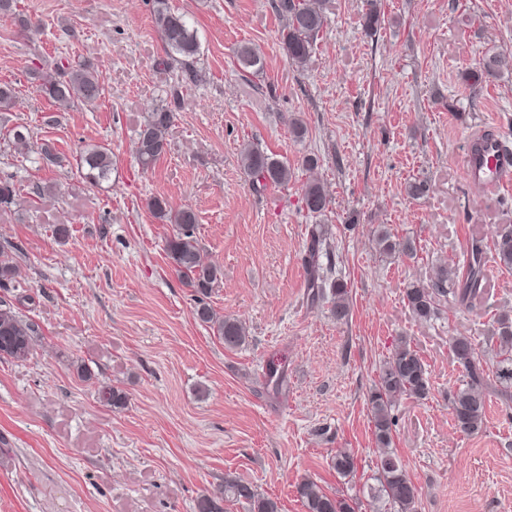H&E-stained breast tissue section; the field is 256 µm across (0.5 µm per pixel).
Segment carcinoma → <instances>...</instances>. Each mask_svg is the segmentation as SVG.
<instances>
[{"label": "carcinoma", "instance_id": "1", "mask_svg": "<svg viewBox=\"0 0 512 512\" xmlns=\"http://www.w3.org/2000/svg\"><path fill=\"white\" fill-rule=\"evenodd\" d=\"M276 9L284 20L281 31V47L288 63L302 70L311 59L316 41L327 22V0H278ZM153 22L164 44L166 58L158 65L169 68L181 67L190 82L199 81L195 63L200 51L197 33L188 17L173 10L167 0H154ZM238 61L244 68L260 70L261 57L255 49L242 44L237 50ZM512 68V50L506 49L488 56L479 67L470 72L469 78L478 83L496 76L501 70ZM36 92L60 110H68L82 103L93 105L103 95V86L97 73L86 63L73 62L34 72ZM17 98L16 89L10 84L0 85V112L12 110ZM175 113L161 105L147 113L136 131L135 154L141 168H151L168 148V134L173 126ZM240 167L255 188L269 185H286L292 179L288 163L273 158L259 148L245 144L239 152ZM79 177L91 186H100L111 180L114 162L112 151L106 144H88L80 148L75 158ZM302 165L310 177L302 188L303 201L308 212L321 215L328 210L330 198L321 179L315 175L318 160L306 156ZM16 187L11 178H0V211H9L15 204ZM153 215L172 225V235L167 240L166 251L175 271L197 297L196 319L208 326L224 341L228 348H237L246 342L247 330L243 323L230 316L218 314L205 302L222 280L219 267L203 258V249L195 236L197 214L190 207L171 209L163 197L147 200ZM326 238L322 227L311 229L308 240V269L311 299L314 302L330 299L336 320L343 321L350 313L349 291L339 281H329L332 268H324L319 262ZM379 253L385 256L408 254L413 251L409 242L392 240L386 231L377 234ZM497 263L512 269V233L500 234L494 242ZM18 267L5 252L0 250V288L16 280ZM488 280L480 242L471 245L470 259L464 276L456 268L442 266L434 280L410 282L404 288V301L412 314L423 321L437 316L436 299L452 296L461 310L470 311L485 294ZM36 327L24 318L14 305L0 300V360L24 362L34 350ZM486 345L495 353L496 369L490 373L484 366V358L471 337L455 336L450 350L462 369L465 383L450 399L454 426L463 435L472 436L485 428L486 409L490 397V377L499 383V392L512 400V319H497L486 336ZM430 392L426 365L418 351L406 339L384 360L379 368L378 380L370 391L369 405L374 428L377 455V486L371 489L372 497L386 500L394 512H418L419 494L401 461L391 448L394 419L391 410L394 400L402 395L425 398ZM102 399L113 408L127 403L126 394L115 387L102 391ZM332 468L341 477H349L357 470L354 454L339 451L331 459ZM299 498L307 512H355L349 501L330 494L316 481L303 478L296 485ZM235 501L248 506L249 512H279L276 501L258 493L255 487L236 477H224V485L201 495L196 512H224V502Z\"/></svg>", "mask_w": 512, "mask_h": 512}]
</instances>
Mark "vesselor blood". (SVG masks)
Here are the masks:
<instances>
[{
    "instance_id": "vessel-or-blood-1",
    "label": "vessel or blood",
    "mask_w": 512,
    "mask_h": 512,
    "mask_svg": "<svg viewBox=\"0 0 512 512\" xmlns=\"http://www.w3.org/2000/svg\"><path fill=\"white\" fill-rule=\"evenodd\" d=\"M466 180L483 193L512 187V140L478 133L471 137L462 158Z\"/></svg>"
}]
</instances>
